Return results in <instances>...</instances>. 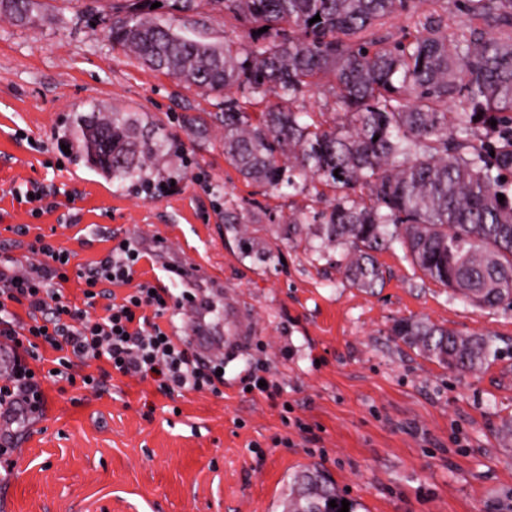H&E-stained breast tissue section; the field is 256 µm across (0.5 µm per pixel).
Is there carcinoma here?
I'll use <instances>...</instances> for the list:
<instances>
[{"label": "carcinoma", "mask_w": 512, "mask_h": 512, "mask_svg": "<svg viewBox=\"0 0 512 512\" xmlns=\"http://www.w3.org/2000/svg\"><path fill=\"white\" fill-rule=\"evenodd\" d=\"M166 2L178 12L205 6L240 17L253 34L247 43L189 37L152 15L155 0H134L112 19V43L224 96V159L245 180L277 190L310 179L340 191L325 209L292 215L288 238L318 241L320 255L341 249L346 278L365 291L381 280L372 252L396 242L425 276L470 304L512 305V202L498 201L507 194L501 178H512V0H463L468 22L453 34L433 11L398 38L379 31L410 14L411 0ZM33 9V0H0V13L15 19ZM316 15L320 21L309 23ZM322 77L342 124L293 108ZM269 93L277 103L250 111ZM64 138L89 167L143 183L157 170L167 136L131 112L94 109L75 113ZM391 335L460 372L481 370L496 352L489 334L425 319L399 320ZM340 508L321 470L294 476L288 512Z\"/></svg>", "instance_id": "cac0c4a2"}]
</instances>
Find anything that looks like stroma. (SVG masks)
I'll list each match as a JSON object with an SVG mask.
<instances>
[{
    "instance_id": "stroma-1",
    "label": "stroma",
    "mask_w": 512,
    "mask_h": 512,
    "mask_svg": "<svg viewBox=\"0 0 512 512\" xmlns=\"http://www.w3.org/2000/svg\"><path fill=\"white\" fill-rule=\"evenodd\" d=\"M114 2L37 0L24 22L0 14V254L24 259L42 234L75 270L105 254L101 233L155 242L162 263L141 261L135 279L180 296L168 313L178 335L206 324L203 356L223 361V392L169 397L115 375L97 394L45 380L42 416L0 417V512H285L307 466L357 512H491L511 498L512 451L496 430L512 415V306H472L397 244L377 253L384 281L366 292L339 252L286 239L284 218L314 207V189L246 183L224 159L223 98L114 45ZM155 13L188 36L248 37L206 8ZM94 105L164 127L173 148L149 184H120L64 152L66 120ZM32 182L56 191L57 208L35 217L13 199ZM228 213L246 221L245 239L225 232ZM410 317L492 334L497 352L474 374L443 368L392 336ZM232 330L243 341L222 351ZM257 376L276 393L249 390Z\"/></svg>"
}]
</instances>
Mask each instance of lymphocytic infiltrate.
I'll use <instances>...</instances> for the list:
<instances>
[{"instance_id":"f902f5d3","label":"lymphocytic infiltrate","mask_w":512,"mask_h":512,"mask_svg":"<svg viewBox=\"0 0 512 512\" xmlns=\"http://www.w3.org/2000/svg\"><path fill=\"white\" fill-rule=\"evenodd\" d=\"M31 262L0 260V349L14 353L8 375H0V407L14 404L27 417L42 415L46 396L32 362H43L41 346L56 351L53 365L59 378L75 383V364L105 361L120 376L153 378L165 395L210 391L220 394L224 384L217 365L206 363L189 344L176 336L164 318L173 299L170 289L151 282H135L137 266L146 254L130 240H114L106 255L87 270L70 273L68 250L45 237L28 246ZM81 279L82 305L64 294L70 278ZM130 285L125 296L105 290V283ZM105 314L91 316L99 299ZM23 307L27 321L14 309Z\"/></svg>"}]
</instances>
